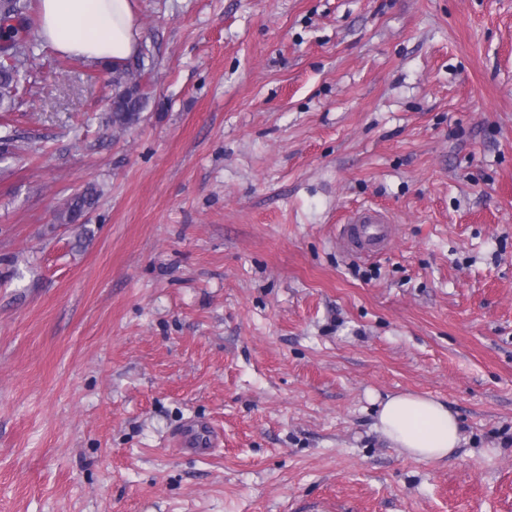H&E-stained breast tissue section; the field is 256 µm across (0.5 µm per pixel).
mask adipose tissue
<instances>
[{"instance_id":"adipose-tissue-1","label":"adipose tissue","mask_w":512,"mask_h":512,"mask_svg":"<svg viewBox=\"0 0 512 512\" xmlns=\"http://www.w3.org/2000/svg\"><path fill=\"white\" fill-rule=\"evenodd\" d=\"M140 36L133 0H41L38 37L59 53L117 66L137 54ZM377 427L392 447L417 461L447 457L461 441L447 404L413 393L382 403Z\"/></svg>"}]
</instances>
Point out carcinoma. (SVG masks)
<instances>
[{
    "label": "carcinoma",
    "instance_id": "1",
    "mask_svg": "<svg viewBox=\"0 0 512 512\" xmlns=\"http://www.w3.org/2000/svg\"><path fill=\"white\" fill-rule=\"evenodd\" d=\"M32 11L31 0H0V38L6 48L12 50V62L0 63V112H11L17 106L18 86L25 80L28 45L18 38L13 20L26 21ZM125 72L112 71V98L109 105V121L112 126L127 129L137 123L146 107L148 97L135 87L123 84ZM98 191L89 185L72 196L66 203L63 219L70 224L77 223L86 211L97 202Z\"/></svg>",
    "mask_w": 512,
    "mask_h": 512
}]
</instances>
